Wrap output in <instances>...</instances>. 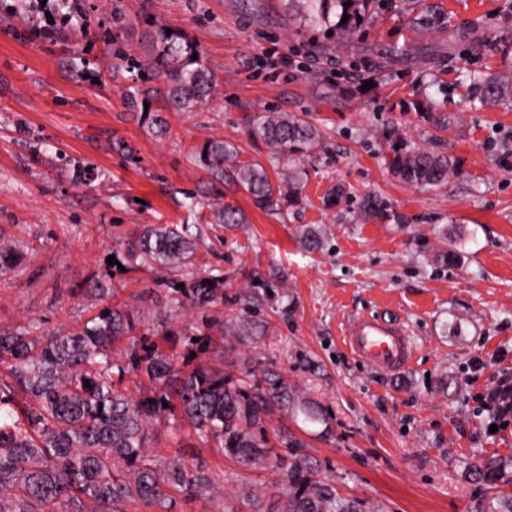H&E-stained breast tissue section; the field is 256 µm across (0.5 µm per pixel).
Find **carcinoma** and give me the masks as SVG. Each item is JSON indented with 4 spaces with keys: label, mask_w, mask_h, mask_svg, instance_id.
Returning a JSON list of instances; mask_svg holds the SVG:
<instances>
[{
    "label": "carcinoma",
    "mask_w": 512,
    "mask_h": 512,
    "mask_svg": "<svg viewBox=\"0 0 512 512\" xmlns=\"http://www.w3.org/2000/svg\"><path fill=\"white\" fill-rule=\"evenodd\" d=\"M56 2L60 26L44 37L65 41L81 0ZM361 2L368 0H302L306 20L324 25L336 15L354 14ZM152 43L149 67L130 56L126 67L152 71L165 79L166 89L161 93L142 85L127 100L134 117L162 134L163 113L197 109L211 95L215 75L202 59H192L198 46L182 33L159 30ZM433 51L402 45L380 49L378 55L401 63ZM469 96L481 108L509 105L512 75H486L473 83ZM157 99L164 107L145 109ZM253 135L281 164V176L273 181L262 163L239 160L234 145L221 138L209 141L194 162L216 191L209 205L210 224L246 223L240 209L220 201L219 186L226 181L262 209L299 201L296 154L315 145L320 130L294 113L266 112L254 123ZM387 164L401 180L427 189L445 183L455 169L448 156L420 147L393 152ZM122 250L126 271L153 269L171 275L175 315L197 313L201 322L189 318L177 327L165 322L145 326L139 312L123 302L112 303L116 292L107 270L89 279L96 311L68 333H41V325L32 321L0 331V367L6 370L0 375V512H125L130 502L171 512L176 492L185 499L213 493L206 463H187L182 453L168 459L149 451L152 425L160 418L176 430L187 421L190 438L216 444L222 456L242 466L277 468L281 505L274 512H377L321 479L293 433H275L288 458L274 452L265 416L277 407L316 420L310 401L285 382H269L252 369L234 378L219 366H190V354L222 359L224 336L243 340L260 328L248 319L226 325L207 315L224 305V270L196 267L188 226L142 224ZM205 279L211 283H203ZM137 334L160 336L181 351L169 355L153 344L142 354L117 350L125 337ZM131 374L147 377L149 394L134 397L126 390L124 380ZM473 470L483 486L474 512H512V490H505L512 487V460L484 456Z\"/></svg>",
    "instance_id": "cac0c4a2"
}]
</instances>
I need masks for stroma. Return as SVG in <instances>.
<instances>
[{
  "instance_id": "1",
  "label": "stroma",
  "mask_w": 512,
  "mask_h": 512,
  "mask_svg": "<svg viewBox=\"0 0 512 512\" xmlns=\"http://www.w3.org/2000/svg\"><path fill=\"white\" fill-rule=\"evenodd\" d=\"M44 24L24 0H0V232L23 254L0 271V330L77 325L96 304L89 278L136 225H188L197 266L224 271L213 318L268 328L225 337V374L263 369L323 413L310 423L277 410L266 430L292 431L340 494L381 512H471L483 492L472 464L512 458V420L496 421L480 400L512 374V106L475 110L465 92L469 76L512 74V0H370L343 36L305 25L287 0H104L92 24L80 13L70 22L82 56L111 71L102 86L65 63ZM160 28L198 44L215 87L199 110L166 113L155 135L126 106L139 73L102 54L99 36L111 31L145 62ZM407 43L438 53L407 64L375 55ZM276 111L324 134L302 156L300 201L266 211L227 184L224 202L247 221L209 223L213 192L194 156L221 138L240 160L270 164L251 129ZM413 145L455 160L446 184L392 174L387 158ZM190 193L201 201L192 211ZM308 230L323 232L320 249L302 245ZM455 248L460 264L437 262ZM112 286L148 322L169 306L161 273L116 268ZM358 314L408 328L409 367L377 371L348 353L341 328ZM195 453L218 492L171 512H250L249 488L269 512L278 470L242 467L210 444Z\"/></svg>"
}]
</instances>
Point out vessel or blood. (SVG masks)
<instances>
[{"label": "vessel or blood", "mask_w": 512, "mask_h": 512, "mask_svg": "<svg viewBox=\"0 0 512 512\" xmlns=\"http://www.w3.org/2000/svg\"><path fill=\"white\" fill-rule=\"evenodd\" d=\"M348 351L364 365L378 371H395L413 360L415 345L400 322L381 316L357 315L342 330Z\"/></svg>", "instance_id": "b4317fda"}]
</instances>
